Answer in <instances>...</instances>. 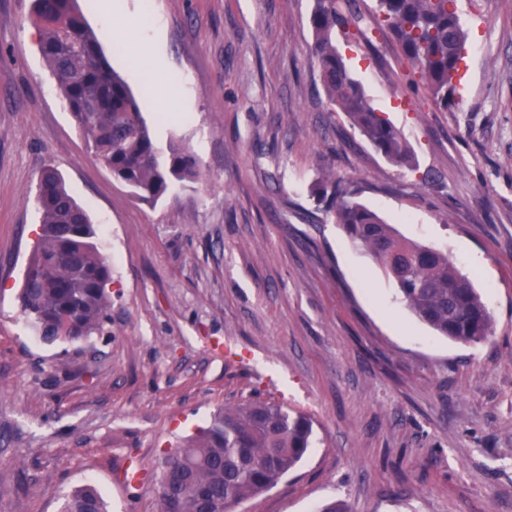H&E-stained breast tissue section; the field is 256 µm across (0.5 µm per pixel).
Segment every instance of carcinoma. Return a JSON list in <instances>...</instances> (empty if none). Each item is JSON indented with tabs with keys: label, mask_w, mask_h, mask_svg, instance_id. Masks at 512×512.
Instances as JSON below:
<instances>
[{
	"label": "carcinoma",
	"mask_w": 512,
	"mask_h": 512,
	"mask_svg": "<svg viewBox=\"0 0 512 512\" xmlns=\"http://www.w3.org/2000/svg\"><path fill=\"white\" fill-rule=\"evenodd\" d=\"M375 18L387 27L439 108L456 102L466 42L457 0H375ZM40 52L86 145L110 162L112 176L135 196L155 203L173 182L196 176V159L178 150L164 157L139 102L105 56L99 34L77 0H32ZM359 0H316L311 17L321 82L335 105L390 162L411 164L410 151L387 120L367 103L336 50V32L372 44L360 27ZM36 201L41 233L26 267L21 312L47 344L78 343L103 334L112 306V269L87 210L45 168ZM321 191L354 245L380 263L403 303L435 332L472 344L492 334V316L470 279L448 253L401 236L356 200L349 182L326 178ZM313 427L302 414L250 400L214 412L208 424L167 454L158 485L161 512H233L244 500L273 488L310 448ZM59 512H108L91 486L67 493Z\"/></svg>",
	"instance_id": "carcinoma-1"
}]
</instances>
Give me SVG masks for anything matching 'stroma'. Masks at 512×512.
Wrapping results in <instances>:
<instances>
[{
  "instance_id": "1",
  "label": "stroma",
  "mask_w": 512,
  "mask_h": 512,
  "mask_svg": "<svg viewBox=\"0 0 512 512\" xmlns=\"http://www.w3.org/2000/svg\"><path fill=\"white\" fill-rule=\"evenodd\" d=\"M31 4L0 0V512H58L85 483L109 512H160L166 451L250 398L306 415L313 436L236 512H512V0H459L470 42L450 111L413 84L391 33L371 50L337 38L412 171L330 103L315 0H125L109 23L79 0L157 145L198 160V178L153 206L87 150ZM139 44L156 52L148 97L127 63ZM48 166L112 268L107 331L78 348L41 342L18 302ZM329 175L449 253L492 314L486 341L437 335L406 308L327 212Z\"/></svg>"
}]
</instances>
